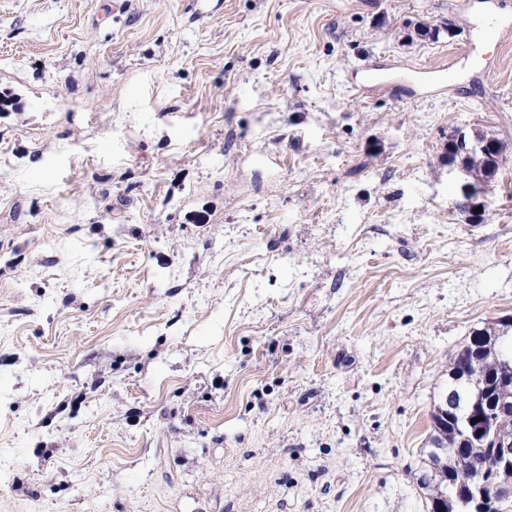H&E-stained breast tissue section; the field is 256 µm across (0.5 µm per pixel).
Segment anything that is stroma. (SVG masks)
Returning <instances> with one entry per match:
<instances>
[{
    "label": "stroma",
    "instance_id": "1",
    "mask_svg": "<svg viewBox=\"0 0 512 512\" xmlns=\"http://www.w3.org/2000/svg\"><path fill=\"white\" fill-rule=\"evenodd\" d=\"M491 24L0 0V512H427L449 361L512 315V156L471 222L444 157L512 145Z\"/></svg>",
    "mask_w": 512,
    "mask_h": 512
}]
</instances>
